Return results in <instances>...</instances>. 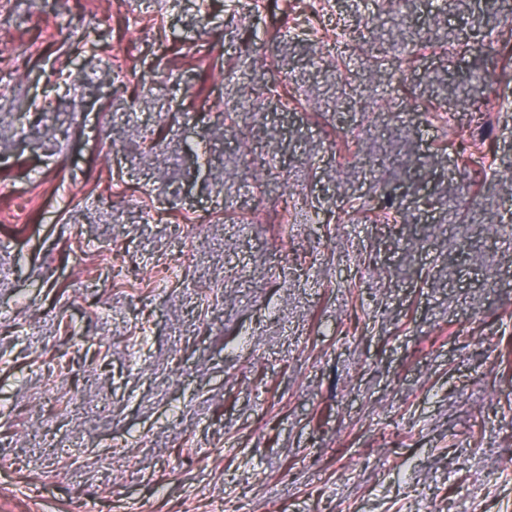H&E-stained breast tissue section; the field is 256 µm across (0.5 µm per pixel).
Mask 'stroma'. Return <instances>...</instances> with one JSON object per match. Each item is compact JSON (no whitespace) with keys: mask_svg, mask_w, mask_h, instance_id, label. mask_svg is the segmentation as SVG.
<instances>
[{"mask_svg":"<svg viewBox=\"0 0 512 512\" xmlns=\"http://www.w3.org/2000/svg\"><path fill=\"white\" fill-rule=\"evenodd\" d=\"M0 512H512V0H0Z\"/></svg>","mask_w":512,"mask_h":512,"instance_id":"stroma-1","label":"stroma"}]
</instances>
